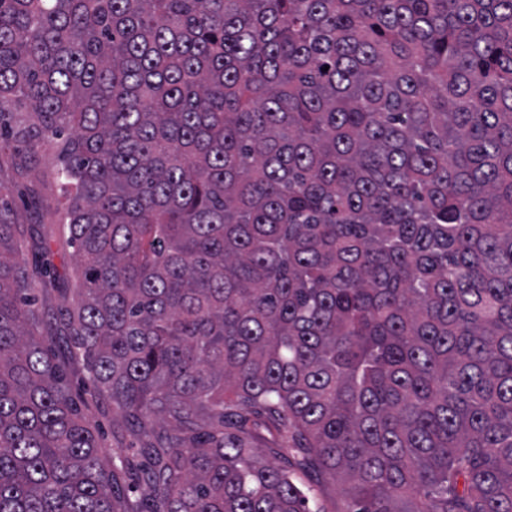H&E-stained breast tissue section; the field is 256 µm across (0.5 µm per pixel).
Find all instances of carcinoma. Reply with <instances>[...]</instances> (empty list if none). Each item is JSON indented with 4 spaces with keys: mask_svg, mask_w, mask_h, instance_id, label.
Segmentation results:
<instances>
[{
    "mask_svg": "<svg viewBox=\"0 0 512 512\" xmlns=\"http://www.w3.org/2000/svg\"><path fill=\"white\" fill-rule=\"evenodd\" d=\"M6 109L142 462L0 206V512H311L285 445L342 512H512V0H0ZM70 380L73 393L80 401L82 413L92 425H99L103 433L104 466L112 470V461L115 459L116 465L120 467L116 455L130 462L138 460L136 448L139 446L125 430L123 420L120 414L112 409V404L91 387H85L77 375Z\"/></svg>",
    "mask_w": 512,
    "mask_h": 512,
    "instance_id": "1",
    "label": "carcinoma"
}]
</instances>
